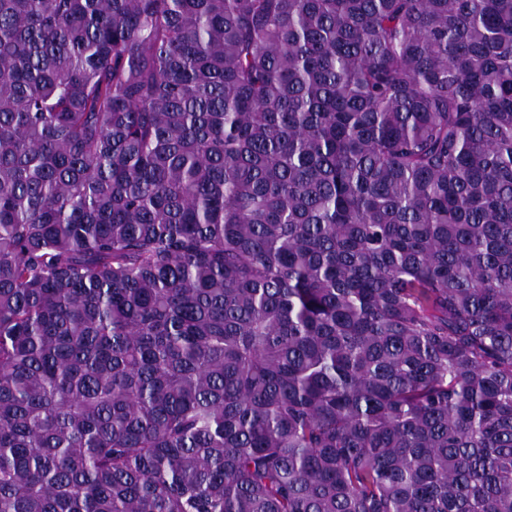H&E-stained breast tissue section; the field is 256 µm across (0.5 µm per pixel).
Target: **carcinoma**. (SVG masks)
Segmentation results:
<instances>
[{"mask_svg": "<svg viewBox=\"0 0 512 512\" xmlns=\"http://www.w3.org/2000/svg\"><path fill=\"white\" fill-rule=\"evenodd\" d=\"M0 512H512V0H0Z\"/></svg>", "mask_w": 512, "mask_h": 512, "instance_id": "1", "label": "carcinoma"}]
</instances>
